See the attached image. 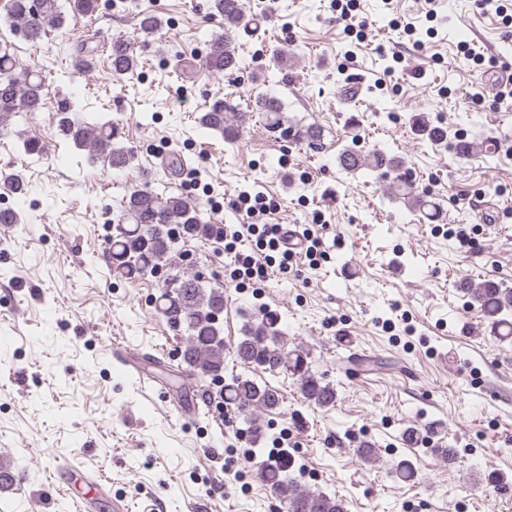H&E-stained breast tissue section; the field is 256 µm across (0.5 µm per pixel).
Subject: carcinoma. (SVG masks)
Wrapping results in <instances>:
<instances>
[{
	"label": "carcinoma",
	"instance_id": "obj_1",
	"mask_svg": "<svg viewBox=\"0 0 512 512\" xmlns=\"http://www.w3.org/2000/svg\"><path fill=\"white\" fill-rule=\"evenodd\" d=\"M214 13L224 17V34L208 41L202 59L203 66L216 74L231 75L240 62L230 49L233 33L245 21L237 0H210ZM69 12H64L58 0H10L8 19L12 30L33 45L52 31L65 28L68 18L91 17L96 0H68ZM161 27L152 13L140 15L137 33L146 36ZM109 66L113 74L129 79L137 76L139 67L134 42L118 37L112 40ZM43 82L38 71L17 72L16 59L8 49H0V131L15 117L27 119L44 109ZM254 108L262 115L266 129L283 140L320 143L321 127L291 122L284 112V103L276 96L259 94ZM71 105L58 112L55 137L88 159H102L114 168L128 165L131 152L119 144L122 129L112 120L76 122L69 116ZM239 109L232 101L217 97L199 117L207 130L224 135L232 143L239 136L234 117ZM339 166L349 172L383 171L391 178L389 190L403 199L409 210L429 219L440 212L434 202L418 192L403 172V161L379 151L365 153L349 148L337 158ZM215 232L205 222L197 206L181 195H164L147 187L131 190L122 206L115 233L112 234L110 255L112 269L129 279L153 272L180 241L207 237ZM493 332L504 338L512 336V289L485 283L471 291ZM156 310L176 330L186 333L182 361L192 375L208 377L221 384L224 403L236 406L242 413L246 431L253 441L262 438V415L278 409L283 403L279 388L258 383L249 372L258 368L270 373H288L296 378L304 401L329 408L336 403V388L311 370L307 357L298 349L287 351L281 344V317L266 313L261 320L245 328L243 336L231 348L234 361L243 372L224 377V336L220 316L224 312V291L207 288L197 274H186L173 280L156 299ZM293 462L288 452L276 461L258 467L257 476L269 491L288 502V512H346L344 502L324 492H313L299 486L292 476Z\"/></svg>",
	"mask_w": 512,
	"mask_h": 512
}]
</instances>
